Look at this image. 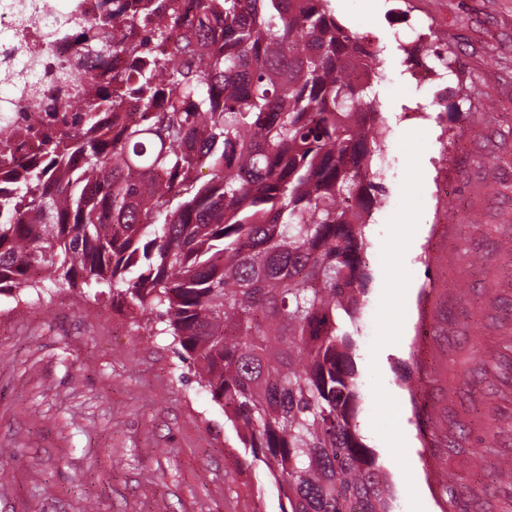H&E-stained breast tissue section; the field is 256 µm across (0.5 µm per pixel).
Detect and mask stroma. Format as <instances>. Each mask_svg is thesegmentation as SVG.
I'll return each instance as SVG.
<instances>
[{"label": "stroma", "mask_w": 512, "mask_h": 512, "mask_svg": "<svg viewBox=\"0 0 512 512\" xmlns=\"http://www.w3.org/2000/svg\"><path fill=\"white\" fill-rule=\"evenodd\" d=\"M384 59L353 333L393 512H512V0H330ZM427 48L405 63L404 45ZM0 512H280L172 337L110 293L0 295Z\"/></svg>", "instance_id": "stroma-1"}]
</instances>
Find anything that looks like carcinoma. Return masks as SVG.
Instances as JSON below:
<instances>
[{
  "label": "carcinoma",
  "instance_id": "obj_1",
  "mask_svg": "<svg viewBox=\"0 0 512 512\" xmlns=\"http://www.w3.org/2000/svg\"><path fill=\"white\" fill-rule=\"evenodd\" d=\"M329 2L104 0L84 52L149 61L39 122L37 160L0 150L23 170L0 194V294L108 288L165 324L281 512H391L349 331L385 193L365 122L382 60Z\"/></svg>",
  "mask_w": 512,
  "mask_h": 512
}]
</instances>
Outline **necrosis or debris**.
<instances>
[{
  "label": "necrosis or debris",
  "instance_id": "necrosis-or-debris-1",
  "mask_svg": "<svg viewBox=\"0 0 512 512\" xmlns=\"http://www.w3.org/2000/svg\"><path fill=\"white\" fill-rule=\"evenodd\" d=\"M31 20H24L16 6L0 8V73L22 83L25 96L11 94L10 102L25 99L30 111L46 107L47 93L56 85L59 68H67L74 80L61 88L59 102L76 98L81 86L77 75L96 71L100 82H107L113 70L126 66V59H113L99 66L86 56L74 33L79 26L98 18L101 0H32Z\"/></svg>",
  "mask_w": 512,
  "mask_h": 512
}]
</instances>
